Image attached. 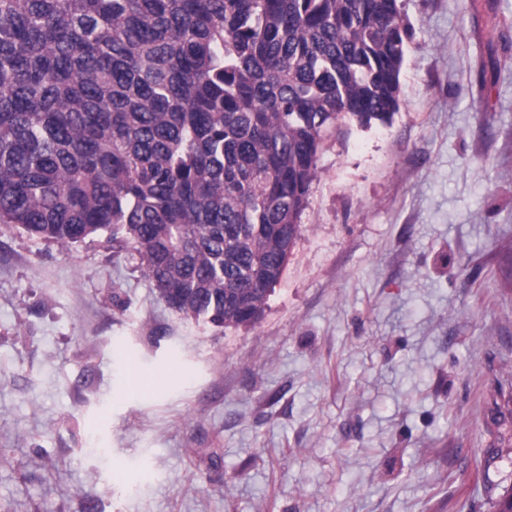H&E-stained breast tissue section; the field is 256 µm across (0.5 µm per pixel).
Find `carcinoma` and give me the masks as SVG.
<instances>
[{
  "label": "carcinoma",
  "instance_id": "1",
  "mask_svg": "<svg viewBox=\"0 0 512 512\" xmlns=\"http://www.w3.org/2000/svg\"><path fill=\"white\" fill-rule=\"evenodd\" d=\"M410 33L399 0H0V224L104 236L184 318L254 323L323 139L400 110ZM485 428L512 512V370Z\"/></svg>",
  "mask_w": 512,
  "mask_h": 512
}]
</instances>
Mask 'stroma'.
<instances>
[{
	"label": "stroma",
	"mask_w": 512,
	"mask_h": 512,
	"mask_svg": "<svg viewBox=\"0 0 512 512\" xmlns=\"http://www.w3.org/2000/svg\"><path fill=\"white\" fill-rule=\"evenodd\" d=\"M391 125L339 119L263 317L0 224V512H488L512 360V0H401ZM512 368V367H511ZM507 371L505 383H499L496 389V398L493 400V408L490 409L488 421L485 423L486 432L492 437L488 448L484 449V477L482 491H484L491 512H512V483L498 493L500 482H494L490 476V470L498 469L500 463L506 459L512 461V369ZM506 386L509 387L507 390ZM499 398L503 405L498 403ZM507 443V445H506ZM506 445V446H505ZM510 445V446H509ZM497 492V493H496ZM509 506V510L506 508Z\"/></svg>",
	"instance_id": "35a3bbf8"
}]
</instances>
